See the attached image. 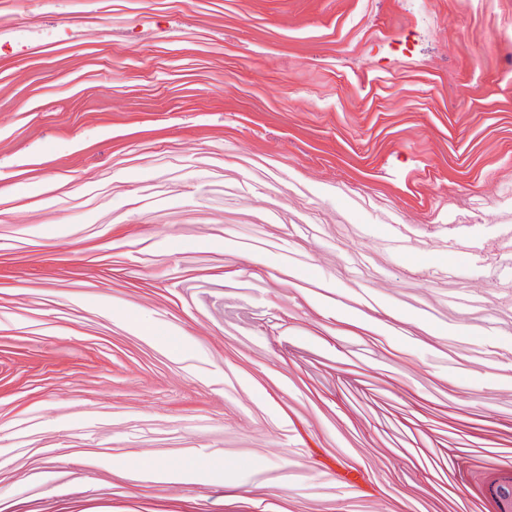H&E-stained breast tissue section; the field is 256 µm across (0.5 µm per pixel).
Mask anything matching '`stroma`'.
<instances>
[{
    "label": "stroma",
    "mask_w": 512,
    "mask_h": 512,
    "mask_svg": "<svg viewBox=\"0 0 512 512\" xmlns=\"http://www.w3.org/2000/svg\"><path fill=\"white\" fill-rule=\"evenodd\" d=\"M6 0L0 507L491 512L512 0ZM492 229L485 268L472 216ZM167 461L180 481L146 477Z\"/></svg>",
    "instance_id": "stroma-1"
}]
</instances>
